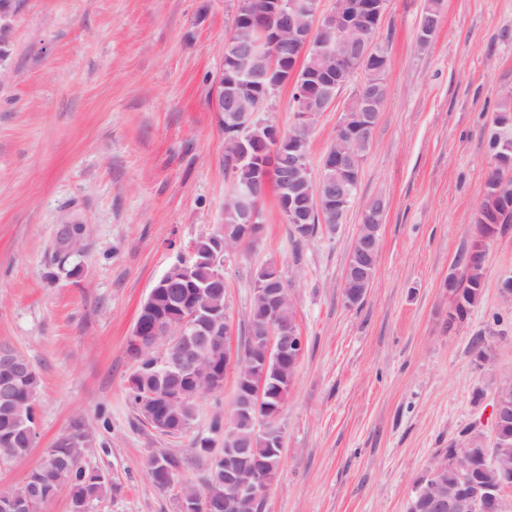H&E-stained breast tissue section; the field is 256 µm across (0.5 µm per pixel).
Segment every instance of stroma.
<instances>
[{
  "label": "stroma",
  "instance_id": "stroma-1",
  "mask_svg": "<svg viewBox=\"0 0 512 512\" xmlns=\"http://www.w3.org/2000/svg\"><path fill=\"white\" fill-rule=\"evenodd\" d=\"M0 57V348L40 376L39 439L0 465L19 485L74 420L96 440L80 464L115 485L91 512H177L148 475L151 454L200 483L194 448L214 415H230L235 381L197 402L179 437L139 423L127 400L126 343L142 302L180 247L221 224L231 182L211 85L224 63L233 0H13ZM424 0H387L378 41L386 97L356 197L336 234L295 241L275 192L259 239L224 268V301L243 352L253 273L277 262L305 347L280 424L278 476L261 512H406L415 480L464 430L494 442L493 396L512 369V316L500 280L512 274V225L487 244L484 288L449 325L448 275L475 238L493 166L494 123L512 98V0H442L419 47ZM355 73L318 119L312 165L363 81ZM385 203L374 284L358 304L342 290L361 208ZM85 247H57L63 225ZM481 337V350L471 341Z\"/></svg>",
  "mask_w": 512,
  "mask_h": 512
}]
</instances>
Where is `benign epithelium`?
<instances>
[{"label":"benign epithelium","mask_w":512,"mask_h":512,"mask_svg":"<svg viewBox=\"0 0 512 512\" xmlns=\"http://www.w3.org/2000/svg\"><path fill=\"white\" fill-rule=\"evenodd\" d=\"M322 0H236L233 28L245 26L261 33L258 43H241L228 36L224 65L212 90L213 111L224 130L236 138L238 150L224 158L228 172L245 166L252 180L233 183L228 200L237 207L241 223L235 233L219 225L200 234L180 253L169 270L155 283L143 302L130 337L127 354L141 360L159 339L165 344L153 358L162 384L139 398L137 412L148 425L179 435L185 423L178 410L185 389L199 384L215 388L221 372L240 377L231 420L224 423L221 445L206 443L212 471L223 476L224 512H241L260 502L272 484L266 461L251 448L260 439L270 455L280 456L283 432L280 418L284 401L272 396L275 378L289 374L294 381L304 350V337L289 285L279 266L268 263L254 275L250 312L255 324L247 336V351L232 353L233 324L226 305L214 303L224 287V264L235 252L255 242L263 214L257 196L275 188L280 193V212L285 223L307 235L312 209L327 215L321 229L329 232L345 223L351 206V185L359 180L363 158L359 147L371 141L374 127L372 102L355 93L336 126L335 145L313 169L307 143L319 115L336 100L354 67L383 73L387 64L370 43L359 44L355 35L379 26L386 0H335L323 10ZM303 89L307 85L310 107L295 111L294 132L257 119L271 90L284 85ZM291 154L288 174L281 160ZM360 213L358 232L350 254L354 263L343 277V296L349 306L357 304L372 288L375 262L380 254V224L376 215ZM82 224H66L59 247L66 253L80 250ZM201 265L212 269L207 279L195 278ZM0 365L8 374L0 379V407L18 418L12 387L17 378L34 376L7 348L0 349ZM475 454L467 442L453 449L452 458L438 457L416 482L407 512H502L503 495L512 488V468L501 466L497 456L487 458L483 484L472 486L461 478L448 485L440 477L448 463L467 469ZM181 512H206L211 486L201 490L189 482H176ZM41 497L34 490L0 494V512H35Z\"/></svg>","instance_id":"benign-epithelium-1"}]
</instances>
